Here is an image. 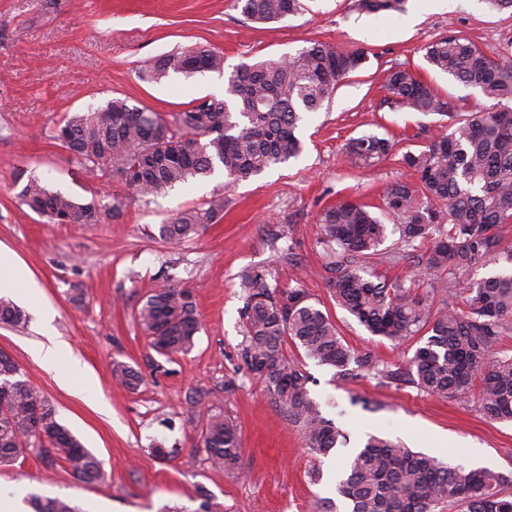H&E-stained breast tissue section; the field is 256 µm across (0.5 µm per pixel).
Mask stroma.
<instances>
[{"label": "stroma", "instance_id": "stroma-1", "mask_svg": "<svg viewBox=\"0 0 512 512\" xmlns=\"http://www.w3.org/2000/svg\"><path fill=\"white\" fill-rule=\"evenodd\" d=\"M301 3L297 15L256 25L245 21L235 0H0V248L13 251L37 285L26 296L21 283L0 282V296L28 316L20 326L0 324V350L103 468L101 479L79 481L65 462L44 461L33 441L12 465L0 467V492L19 487L69 500L80 512L167 506L196 512L202 488L230 512H314L325 499L349 512L329 471L343 469L372 436L453 464H470L476 451L487 468L512 473V423L484 416L473 394L440 398L401 380L343 378L289 341L284 351L309 374L310 397L348 437L336 454L314 462L299 429L239 357L245 331L239 276L256 268L266 270L271 284L305 289L348 345L405 368L426 333L395 344L336 305L316 216L346 200L379 206L386 187L414 179L402 154L423 149L440 131L439 115L386 106L390 67L421 75L465 116L483 109L484 99L431 69L423 46L456 31L486 51L512 48V15L491 10L485 0H405L401 11L377 13L361 11L357 0ZM311 40L365 49L367 59L321 109L304 114L302 154L225 191L223 219L192 240H161L157 228L224 190L223 173L164 196L133 198L121 181L87 174L54 138L62 120L112 98L166 114L224 98L226 74L237 65L295 52ZM197 46L223 52V72L147 79L156 57ZM370 133L395 140L394 153L372 168L355 167L342 146ZM24 175L100 209L123 198L124 216L117 223L105 217L95 224L51 223L21 204ZM169 286L194 294L201 330L189 353L155 369L136 315L151 291ZM48 330L84 367L75 387L60 385L35 354ZM116 359L143 374L138 390L113 378ZM216 414L238 425L240 474L212 467L201 446ZM157 445L170 449V457L154 456ZM316 465L323 472L318 482L310 477Z\"/></svg>", "mask_w": 512, "mask_h": 512}]
</instances>
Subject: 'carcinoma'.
Instances as JSON below:
<instances>
[{"mask_svg":"<svg viewBox=\"0 0 512 512\" xmlns=\"http://www.w3.org/2000/svg\"><path fill=\"white\" fill-rule=\"evenodd\" d=\"M252 23L278 22L302 9L300 0H236ZM404 0H358L363 11H399ZM423 57L435 70L479 91L490 111L466 118L451 111L437 91L412 70L397 67L387 76L385 103L395 110L448 118V129L402 162L416 181L383 192L381 208L398 233L388 259L396 264L425 249L432 291L454 297L467 293V308L433 309L428 292L403 281L381 279L369 267L386 239L387 227L365 206L344 202L317 215L323 225L330 273L327 285L336 304L374 336L403 340L425 330L427 341L407 360L408 379L443 398L478 385L477 404L485 416L512 422V356L492 357L490 349L512 334V246L502 245L500 228L512 224V52H486L450 32L426 44ZM367 51L314 41L276 59L242 63L227 77L229 99L204 101L166 115L122 99L73 115L54 139L77 156L92 176L119 179L137 196L166 193L175 186L219 169L224 187L254 179L271 167L296 159L303 144L296 134L304 112L322 108L341 80L359 69ZM224 69V55L206 47L174 51L153 60L150 77ZM394 144L376 134L350 138L349 159L371 165L386 158ZM30 211L55 224H95L99 211L31 177L19 192ZM224 214V194L203 206L183 210L158 226L168 241H188ZM482 264L492 275L462 286L460 275ZM246 333L240 358L262 380L275 403L298 425L307 450L319 461L346 442L335 423L309 397V375L284 352L286 340L305 356L344 377L365 371L394 379L374 352H357L302 288H277L262 269L240 276ZM27 315L0 297V323L18 326ZM137 319L152 349L169 358L195 345L200 323L193 293L168 287L150 293ZM113 374L136 391L144 378L131 365L115 361ZM0 466L14 463L23 439L33 438L46 458L59 456L84 482L100 478V462L57 419L56 410L22 378L17 364L0 351ZM212 465L240 469L237 427L212 417L202 432ZM339 494L351 512H512V476L487 468L448 465L434 457L371 437L350 459ZM34 512H77L60 498H32Z\"/></svg>","mask_w":512,"mask_h":512,"instance_id":"obj_1","label":"carcinoma"}]
</instances>
